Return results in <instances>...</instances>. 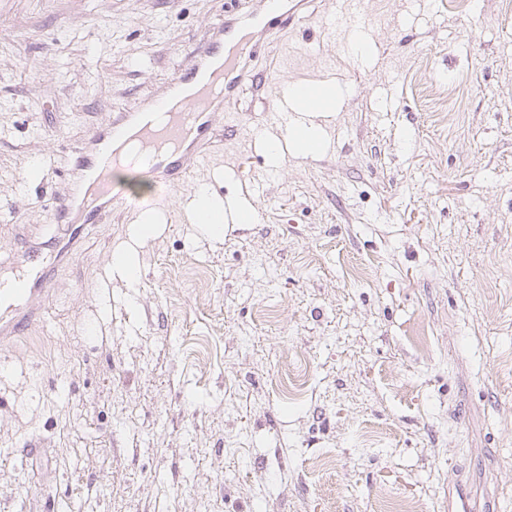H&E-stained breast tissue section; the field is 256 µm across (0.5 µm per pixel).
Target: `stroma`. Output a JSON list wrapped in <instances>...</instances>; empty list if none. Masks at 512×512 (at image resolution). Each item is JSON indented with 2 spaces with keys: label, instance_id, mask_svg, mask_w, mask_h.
<instances>
[{
  "label": "stroma",
  "instance_id": "35a3bbf8",
  "mask_svg": "<svg viewBox=\"0 0 512 512\" xmlns=\"http://www.w3.org/2000/svg\"><path fill=\"white\" fill-rule=\"evenodd\" d=\"M229 7L0 0V265L63 235L90 128ZM335 10L267 47L271 97L189 185L113 177L122 211L0 342V512H448L461 465L512 512V0H356L346 40ZM296 79L338 93L314 157L268 118ZM202 185L254 223L202 235Z\"/></svg>",
  "mask_w": 512,
  "mask_h": 512
}]
</instances>
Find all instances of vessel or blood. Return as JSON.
<instances>
[{"label":"vessel or blood","instance_id":"obj_1","mask_svg":"<svg viewBox=\"0 0 512 512\" xmlns=\"http://www.w3.org/2000/svg\"><path fill=\"white\" fill-rule=\"evenodd\" d=\"M307 0L284 8L281 0H267L263 17L251 31L239 35V14L226 16L212 27L188 57L180 73L156 96L142 100L127 112L110 115L94 127L77 150L69 188L57 206L59 217L70 218L71 240L82 238L91 224L104 223L119 202L112 194V170L127 161L117 143L135 130L136 156L156 177L172 185L184 184L190 173L208 159L207 149L235 138L224 112L249 86L265 78L257 62L269 38L287 34L303 19ZM302 97L311 111L324 112L327 82H300ZM46 242L25 245L20 251L9 290L15 307L11 318L0 322V335L15 337L46 313L45 302L55 284L56 261L48 260ZM448 512H477L470 486L456 481L448 488Z\"/></svg>","mask_w":512,"mask_h":512}]
</instances>
